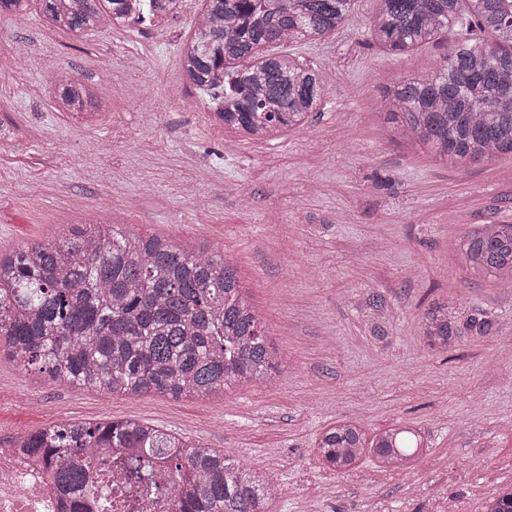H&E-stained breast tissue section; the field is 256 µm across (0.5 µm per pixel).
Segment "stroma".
I'll return each mask as SVG.
<instances>
[{"mask_svg": "<svg viewBox=\"0 0 512 512\" xmlns=\"http://www.w3.org/2000/svg\"><path fill=\"white\" fill-rule=\"evenodd\" d=\"M202 0L158 28L49 27L42 0L0 17V250L114 224L232 256L284 359L275 385L216 397L108 395L0 362V446L66 421L135 418L269 473L273 512H484L512 488V288L475 274L459 244L512 224V155L457 163L388 134L384 95L425 77L451 37L391 56L354 0L319 41L285 43L324 75L308 124L273 140L214 124L179 49ZM89 85L97 115L55 108L49 67ZM495 317L492 337L445 353L420 340L433 301ZM355 417L407 420L430 454L404 475L323 468L313 442Z\"/></svg>", "mask_w": 512, "mask_h": 512, "instance_id": "obj_1", "label": "stroma"}]
</instances>
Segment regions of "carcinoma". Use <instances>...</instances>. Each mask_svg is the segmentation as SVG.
Returning <instances> with one entry per match:
<instances>
[{"label": "carcinoma", "mask_w": 512, "mask_h": 512, "mask_svg": "<svg viewBox=\"0 0 512 512\" xmlns=\"http://www.w3.org/2000/svg\"><path fill=\"white\" fill-rule=\"evenodd\" d=\"M182 0H43L49 26L91 31L134 17L173 14ZM353 0H207L180 47L186 78L208 97L213 118L251 139H272L316 111L324 76L287 54L250 65L260 45L317 41L348 19ZM455 35L438 70L387 89L392 137L430 146L455 161L512 154V0H380L367 32L390 55ZM61 111L85 115L93 91L55 76ZM465 264L512 281V224H479L462 240ZM0 263V356L54 382L129 397L173 399L223 395L273 383L281 359L230 259L201 244L178 246L159 235L81 223L60 237L4 252ZM497 324L475 311L459 316L446 304L427 309L422 337L448 351L488 337ZM41 458L64 498L90 495L87 448H139L174 462L176 512H272L277 488L263 470L186 436L165 434L136 419L61 423L20 440ZM316 457L350 472L370 458L404 474L427 455L421 430L394 424L368 434L357 419H338L314 442ZM131 485L149 475L125 463ZM484 512H512V490Z\"/></svg>", "instance_id": "1"}]
</instances>
